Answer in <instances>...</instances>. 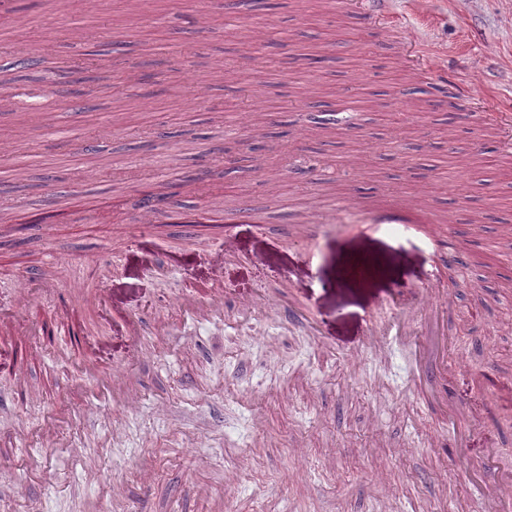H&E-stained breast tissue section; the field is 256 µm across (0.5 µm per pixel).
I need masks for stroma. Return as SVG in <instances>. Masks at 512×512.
<instances>
[{"label":"stroma","mask_w":512,"mask_h":512,"mask_svg":"<svg viewBox=\"0 0 512 512\" xmlns=\"http://www.w3.org/2000/svg\"><path fill=\"white\" fill-rule=\"evenodd\" d=\"M11 2L13 49L48 46L56 60L89 55L105 68L86 82L89 113L62 68L21 74L91 130L89 143L47 136L26 109L0 112V147L28 128L37 159L0 231V305L23 278L60 288L33 306L35 325L0 335V396L29 394L0 406V512H130L141 501L150 512H383L388 501L395 512H480L448 464L456 427L476 413L467 466L493 447L512 466V407L500 399L512 387V264L497 247L512 186L465 156L504 144L487 131L512 121V0H388L379 16L369 0H257L230 22L209 10L204 41L191 0ZM137 30L164 46L129 48L122 69L148 80L117 98L112 45ZM311 50L326 55L321 67L301 61ZM437 80L467 85V119L437 102L407 119L404 88ZM261 113L265 151L224 166L221 148ZM204 158L201 196L192 182ZM172 178L186 181L189 209L143 232L140 194ZM394 191L448 213L460 266L416 224L295 233L316 195L379 202ZM228 239L234 253L215 269ZM107 252L111 264L98 265ZM363 260L370 277H351ZM431 286L449 304L453 416L420 384L423 313L412 335L367 341ZM98 288L110 304L96 310L85 296ZM63 308L76 335L41 334ZM87 359L132 382L138 403L116 413L109 394H86L90 414L43 445L38 428L70 409ZM32 455L43 473L24 471Z\"/></svg>","instance_id":"35a3bbf8"}]
</instances>
